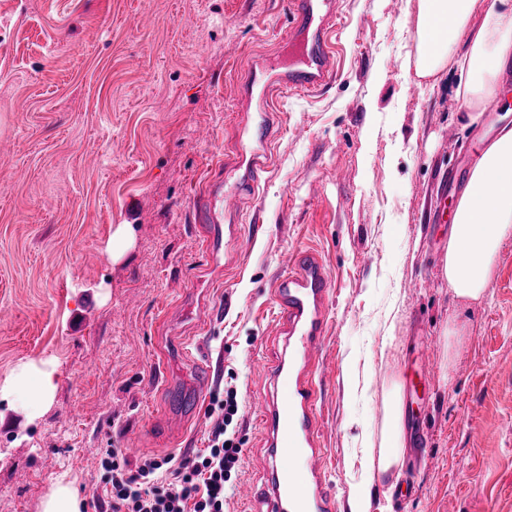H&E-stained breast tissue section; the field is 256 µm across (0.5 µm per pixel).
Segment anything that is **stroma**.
<instances>
[{
  "label": "stroma",
  "instance_id": "obj_1",
  "mask_svg": "<svg viewBox=\"0 0 512 512\" xmlns=\"http://www.w3.org/2000/svg\"><path fill=\"white\" fill-rule=\"evenodd\" d=\"M337 81L279 103L271 163L224 233L206 295L193 199L232 186L242 78L284 54L285 0H0V383L56 368L40 409L0 398V512H41L60 475L112 512L106 448L130 466L203 451L214 392L238 394V489L263 482L276 350L270 288L298 248L331 277L321 413L335 512H512V240L483 299L443 275L437 215L499 123L465 124L454 65L416 73L418 0H340ZM419 92H410V85ZM465 339L448 349L449 321ZM429 350H422V342ZM213 373L196 388L199 360ZM430 383H423V376ZM401 385V476L371 475Z\"/></svg>",
  "mask_w": 512,
  "mask_h": 512
}]
</instances>
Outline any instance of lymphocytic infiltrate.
<instances>
[{
  "mask_svg": "<svg viewBox=\"0 0 512 512\" xmlns=\"http://www.w3.org/2000/svg\"><path fill=\"white\" fill-rule=\"evenodd\" d=\"M221 416L204 453L192 458L144 459L129 468L121 451L104 449L99 466L106 473L112 512H224V484L239 467L242 450L227 437L238 412L237 394L213 395Z\"/></svg>",
  "mask_w": 512,
  "mask_h": 512,
  "instance_id": "obj_1",
  "label": "lymphocytic infiltrate"
}]
</instances>
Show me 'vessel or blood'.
<instances>
[{"label": "vessel or blood", "mask_w": 512, "mask_h": 512, "mask_svg": "<svg viewBox=\"0 0 512 512\" xmlns=\"http://www.w3.org/2000/svg\"><path fill=\"white\" fill-rule=\"evenodd\" d=\"M288 14L285 43L294 62L274 59L254 65L242 82L238 125L243 135L263 146L272 136L273 125L267 119L251 121L255 95H262L268 103L279 93L322 90L333 78L328 28L336 17L335 0H288ZM267 160L266 153L254 154L231 190L217 185L197 197L194 208L206 226L207 263H218L224 216L254 192ZM329 288L324 264L307 249L294 251L290 264L273 283L277 335L283 347L273 363L256 370L272 388L259 412L270 448L271 479L263 489L252 484L240 488L243 498L254 504L255 512L335 509V495L325 478L317 416Z\"/></svg>", "instance_id": "obj_1"}]
</instances>
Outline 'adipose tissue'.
<instances>
[{
    "mask_svg": "<svg viewBox=\"0 0 512 512\" xmlns=\"http://www.w3.org/2000/svg\"><path fill=\"white\" fill-rule=\"evenodd\" d=\"M465 44L458 56L468 80L461 91L469 123L478 122L482 102L495 95L512 70V0H420L417 72L439 73L453 46ZM497 187L485 192L487 183ZM512 238V126L503 125L475 163L457 202L448 237L445 278L455 295L480 300L495 273L496 256ZM56 388L54 370L27 363L0 385V396L22 392L42 403ZM404 466L403 405L392 395L381 435L377 469L400 473Z\"/></svg>",
    "mask_w": 512,
    "mask_h": 512,
    "instance_id": "obj_1",
    "label": "adipose tissue"
}]
</instances>
